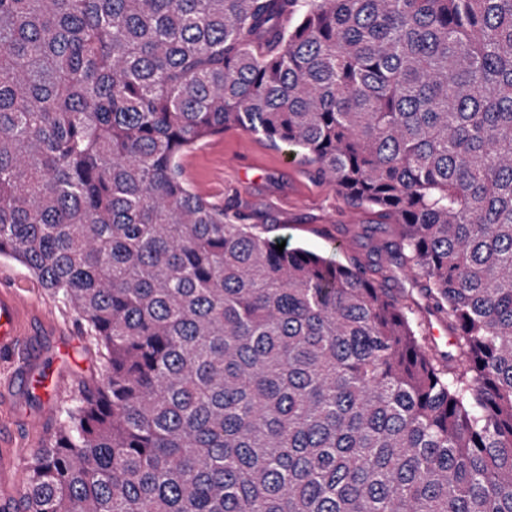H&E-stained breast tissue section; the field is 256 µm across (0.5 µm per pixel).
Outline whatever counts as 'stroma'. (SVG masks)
Segmentation results:
<instances>
[{
	"label": "stroma",
	"instance_id": "1",
	"mask_svg": "<svg viewBox=\"0 0 512 512\" xmlns=\"http://www.w3.org/2000/svg\"><path fill=\"white\" fill-rule=\"evenodd\" d=\"M183 165L196 193L213 202L235 196L248 206L258 224L266 217L275 218L281 226L280 236L290 245L341 264L352 256L367 259L377 245L368 231L379 221L376 213L356 209L336 185L313 179L303 165L288 164L283 152L264 137L227 130L188 152ZM340 215L347 216L349 231L330 239L325 231ZM0 277L26 285L27 295L55 319L54 327L37 339L41 355L35 369L43 386H31L22 404L5 416L27 455L33 423L55 427L60 406L97 377L101 358L85 329L24 267L1 258Z\"/></svg>",
	"mask_w": 512,
	"mask_h": 512
}]
</instances>
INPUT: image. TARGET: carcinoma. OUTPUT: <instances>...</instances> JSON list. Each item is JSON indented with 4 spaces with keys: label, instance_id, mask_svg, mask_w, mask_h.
<instances>
[{
    "label": "carcinoma",
    "instance_id": "cac0c4a2",
    "mask_svg": "<svg viewBox=\"0 0 512 512\" xmlns=\"http://www.w3.org/2000/svg\"><path fill=\"white\" fill-rule=\"evenodd\" d=\"M227 129L398 236L278 252ZM0 257L102 358L25 512H512V0H0Z\"/></svg>",
    "mask_w": 512,
    "mask_h": 512
}]
</instances>
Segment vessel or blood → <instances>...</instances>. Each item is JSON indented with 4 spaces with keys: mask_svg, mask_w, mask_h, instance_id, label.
I'll return each instance as SVG.
<instances>
[{
    "mask_svg": "<svg viewBox=\"0 0 512 512\" xmlns=\"http://www.w3.org/2000/svg\"><path fill=\"white\" fill-rule=\"evenodd\" d=\"M35 318L45 324L52 320L38 305L27 303L20 292L0 293V360L15 366L12 382L0 386V407L19 400L29 387L30 362L38 355L29 330ZM23 498V476L18 473L12 487L0 494V512H17Z\"/></svg>",
    "mask_w": 512,
    "mask_h": 512,
    "instance_id": "1",
    "label": "vessel or blood"
}]
</instances>
